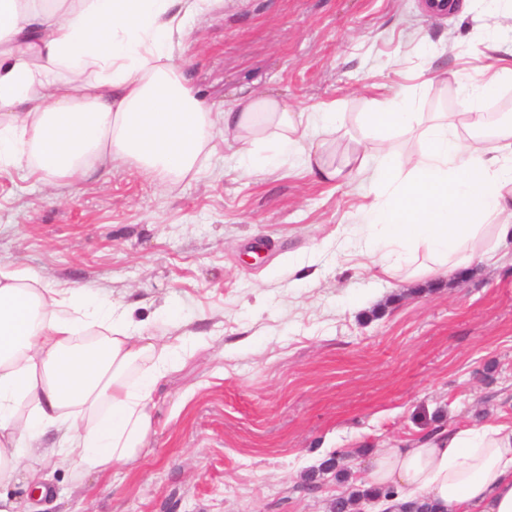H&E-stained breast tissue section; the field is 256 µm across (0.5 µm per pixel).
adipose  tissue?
<instances>
[{"label": "adipose tissue", "instance_id": "ef3b65f1", "mask_svg": "<svg viewBox=\"0 0 512 512\" xmlns=\"http://www.w3.org/2000/svg\"><path fill=\"white\" fill-rule=\"evenodd\" d=\"M206 0H52L49 9L0 0V170L75 180L132 162L166 174L190 172L215 134L232 136L243 165L258 143L275 154L302 152L319 180L352 181L365 165L324 166L320 137L342 127L337 112H292L274 97L249 95L207 111L174 42ZM95 72L76 82L65 74ZM512 84V57L465 88L460 112L427 114L395 93L372 98L358 122L381 134L383 154L368 180L377 234L366 247L387 270L451 273L490 260L512 243V126L489 151L484 90ZM418 133L416 152L394 134ZM176 352L156 345L109 303L41 287L25 269H0V512H18L15 485L49 495L48 475L30 463L46 433L45 460L75 476L107 473L143 447L157 384ZM140 368L130 380L132 368ZM368 479L397 487L441 512H512V423L442 429L379 449Z\"/></svg>", "mask_w": 512, "mask_h": 512}]
</instances>
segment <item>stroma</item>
I'll return each mask as SVG.
<instances>
[{
	"label": "stroma",
	"instance_id": "1",
	"mask_svg": "<svg viewBox=\"0 0 512 512\" xmlns=\"http://www.w3.org/2000/svg\"><path fill=\"white\" fill-rule=\"evenodd\" d=\"M507 0H462L440 21L419 0H212L174 49L213 112L266 94L344 113L327 163L375 161L363 136L376 84L421 112H456L477 70L512 48ZM216 137L186 174L115 163L78 183L0 172V267L112 302L181 347L153 432L108 474L53 475L24 512H329L366 482L382 444L512 418V245L452 278L383 273L363 247V180L339 186L292 153L246 171ZM343 453L350 481L306 475Z\"/></svg>",
	"mask_w": 512,
	"mask_h": 512
}]
</instances>
